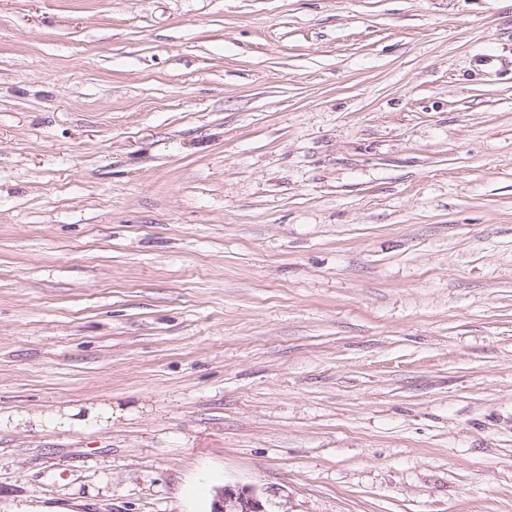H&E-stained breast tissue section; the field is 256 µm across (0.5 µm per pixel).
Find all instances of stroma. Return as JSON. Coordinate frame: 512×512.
Masks as SVG:
<instances>
[{"mask_svg":"<svg viewBox=\"0 0 512 512\" xmlns=\"http://www.w3.org/2000/svg\"><path fill=\"white\" fill-rule=\"evenodd\" d=\"M90 402L0 512H512V0H0V412ZM217 498L213 512H265L258 496L246 489L224 486L217 492Z\"/></svg>","mask_w":512,"mask_h":512,"instance_id":"obj_1","label":"stroma"}]
</instances>
